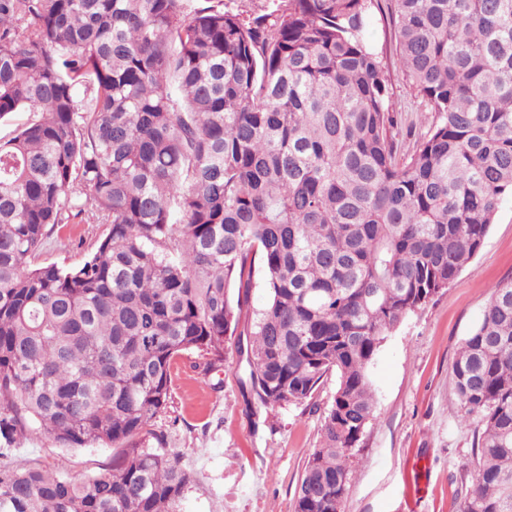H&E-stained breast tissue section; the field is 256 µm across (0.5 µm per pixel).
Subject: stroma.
<instances>
[{"label": "stroma", "instance_id": "obj_1", "mask_svg": "<svg viewBox=\"0 0 512 512\" xmlns=\"http://www.w3.org/2000/svg\"><path fill=\"white\" fill-rule=\"evenodd\" d=\"M390 6L381 0L374 9L368 37L391 79L401 140L409 146L416 126L429 124L432 115L400 68ZM105 232V225L82 217L57 225L36 260L78 265ZM511 277L512 197L502 203L470 264L385 338L372 368L375 420L356 459L345 512H455L454 495L473 473L478 421L460 417L452 366L492 286ZM201 361L196 351L175 358L169 403L149 422L193 475L176 512H293L335 378L324 383L315 406L268 413L242 396L235 360L208 375L201 374ZM116 454L109 445L60 448L42 435L0 451V465L22 461L83 480L110 470Z\"/></svg>", "mask_w": 512, "mask_h": 512}]
</instances>
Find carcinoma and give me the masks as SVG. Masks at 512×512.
<instances>
[{"label":"carcinoma","mask_w":512,"mask_h":512,"mask_svg":"<svg viewBox=\"0 0 512 512\" xmlns=\"http://www.w3.org/2000/svg\"><path fill=\"white\" fill-rule=\"evenodd\" d=\"M392 2L433 112L409 150L367 42L375 0H0V124L37 114L0 139V449L121 448L79 481L0 466V512H176L190 474L149 422L175 358L207 373L231 336L265 410L336 376L294 512H343L382 342L512 196V0ZM87 208L95 252L34 264ZM452 374L482 422L456 512H512V278Z\"/></svg>","instance_id":"1"}]
</instances>
